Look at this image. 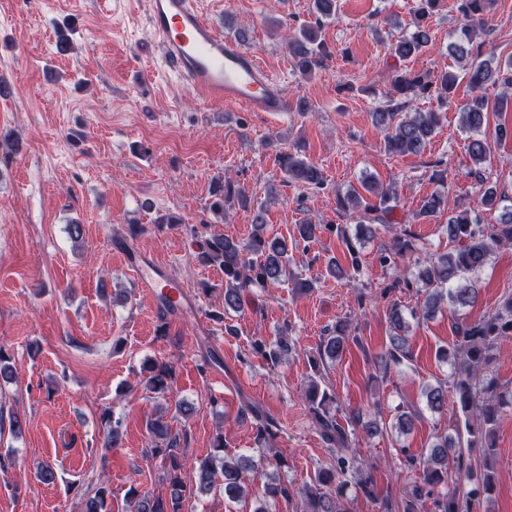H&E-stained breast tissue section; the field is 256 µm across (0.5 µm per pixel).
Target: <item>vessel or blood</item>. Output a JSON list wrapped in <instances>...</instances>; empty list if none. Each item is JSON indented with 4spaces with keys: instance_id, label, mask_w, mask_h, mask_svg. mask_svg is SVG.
<instances>
[{
    "instance_id": "1",
    "label": "vessel or blood",
    "mask_w": 512,
    "mask_h": 512,
    "mask_svg": "<svg viewBox=\"0 0 512 512\" xmlns=\"http://www.w3.org/2000/svg\"><path fill=\"white\" fill-rule=\"evenodd\" d=\"M146 16L164 63L205 102L267 116L290 111L285 88L258 55L224 36L200 14L194 0H146ZM132 271L147 291L165 288L183 299L180 285L164 278L155 263H133Z\"/></svg>"
}]
</instances>
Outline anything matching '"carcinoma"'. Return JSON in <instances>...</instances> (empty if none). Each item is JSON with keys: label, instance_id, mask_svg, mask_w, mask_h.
I'll return each mask as SVG.
<instances>
[{"label": "carcinoma", "instance_id": "obj_1", "mask_svg": "<svg viewBox=\"0 0 512 512\" xmlns=\"http://www.w3.org/2000/svg\"><path fill=\"white\" fill-rule=\"evenodd\" d=\"M442 0H416L413 8L412 29L401 36L393 46L394 56L407 60L418 54L432 41V17L441 7ZM490 0H456V10L461 23L452 33L453 41L448 51L466 62L465 75L471 88L478 92L462 109V127L472 134L468 153L475 165L470 174L483 180L481 164L486 160L489 146L480 137L488 114L489 87H512V61L505 67L492 68L487 59L473 56L475 29L483 23V14ZM316 22L301 27L288 35L287 47L294 59L295 70L304 78L311 76L321 66L327 55L321 38L324 20L336 12V0H313ZM458 75L444 70L432 77L414 73L409 69L394 70L391 91L385 105L373 113L374 122L384 134L388 152L400 156L419 154L439 127L442 112L448 106ZM435 95L439 110L409 111L414 103ZM275 160L289 178L312 187L320 188L325 178L322 170L307 156L290 150L276 154ZM364 192L351 188L337 195L339 208L346 213H356L355 238L374 237L379 232L375 225L376 212L392 210L395 192L380 185L374 177L361 180ZM211 214L222 220L227 209L238 205L248 207L250 198L246 191L229 178H219L211 188ZM503 199L496 189L485 188L478 203L456 215L448 217L443 225L448 234V252L440 255H424L416 258L417 271L410 283L424 295L423 305L411 317L428 319L446 305L454 309L474 305L479 288L478 277L487 266L496 248L512 245V206H501ZM442 196L434 194L424 201L416 218H432L441 213ZM502 208L500 223L488 227L481 223L479 211ZM392 250L398 255L418 252L415 236L405 229L393 233ZM198 261L204 265H217L224 271V311H237L242 307L243 291L254 283L285 280L291 275L288 243L278 237L265 236L264 227L257 224L249 242L245 245L222 234L204 240L198 253ZM389 345L380 356L379 367L386 374L411 360L409 345L410 323L396 303L389 313ZM453 341L438 351V358L451 367L448 381L428 385L423 390L427 408L442 413L452 406L457 416L453 434L435 437L422 459L406 453L404 465L409 469L422 468L420 480L400 498V504L392 500L382 503V512H476L477 505L492 499L496 489L495 471L490 461L496 454L495 432L502 416L512 411V388L501 385L495 374L498 344L512 337V294L504 296L495 307L476 319L459 317L452 325ZM348 326L340 323L327 331L319 344V358L331 361L339 359L348 344ZM254 348L268 363L275 366L292 350L290 342L282 337L273 344L257 341ZM147 387L155 394H166L171 389L174 373L166 364H152ZM312 418L328 449L336 457L332 471H319L312 484L302 490L281 482H267L258 490L260 497H281L290 500L298 497L302 512H349L346 490L354 484L364 495L371 497L373 478L369 471L353 464L346 455L349 435L362 432L368 436L380 431L376 413L381 411L374 403L369 419L359 409H349L341 425L330 415L328 405L336 402L335 396L311 380L306 390ZM241 412L249 413L255 420L256 439L265 442L280 432L277 422L261 414L257 407L246 404ZM420 419L416 411L399 410L391 428L407 435ZM151 440L150 453L168 462L165 494L141 493L135 488L128 491L129 512H183L195 494L207 490L217 481L224 485V495L236 500L248 494L243 472L253 469L263 472L267 459L259 456L243 462V458L224 454V437L218 436L213 453L195 463L196 487L187 485L181 478L183 462L178 447L179 437L172 434L168 424L161 419L148 422ZM474 448L483 449L482 468L475 467L471 458ZM110 490L100 485L88 491L80 502L79 512H112L108 502Z\"/></svg>", "mask_w": 512, "mask_h": 512}]
</instances>
